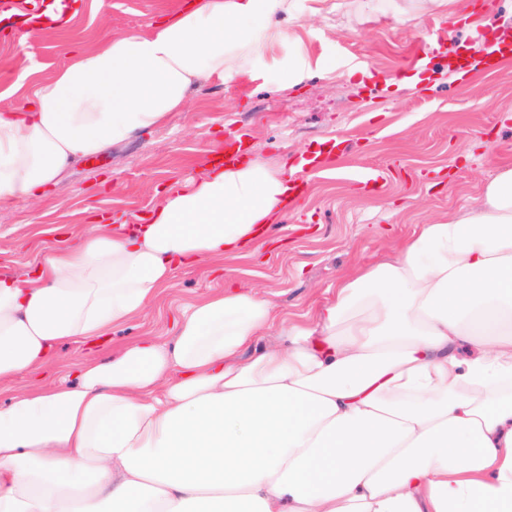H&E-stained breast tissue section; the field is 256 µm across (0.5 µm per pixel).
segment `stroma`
<instances>
[{"mask_svg":"<svg viewBox=\"0 0 512 512\" xmlns=\"http://www.w3.org/2000/svg\"><path fill=\"white\" fill-rule=\"evenodd\" d=\"M104 15L84 10L69 32H46L17 45L0 31V110L13 106L5 90L27 77L24 92L67 61L71 44L97 42L115 31L143 30L186 0H105ZM311 14L300 0L283 20L289 43L260 61L253 78L199 87L187 112L137 139L73 164L40 200L0 209V271L24 273L49 250L71 243L82 226L109 215L134 224L150 217L170 185L205 174L214 149L240 134L246 158L310 156L320 143L342 139L346 151L332 171H302L297 203L289 204L262 238L257 254L203 260L178 269L148 310L113 329L96 347L65 342L56 364L0 384V409L15 391L53 385L87 356L105 360L138 339H174V322L187 304L224 287L252 290L287 317L302 320L331 297L340 278L359 267L392 260L423 224L474 203L500 164H512V64L459 77L448 49L480 53L491 31L512 30V0H465L467 16L419 11L399 17L391 0H328ZM437 46L426 57L416 88L371 93L361 71L400 77L412 73L413 47ZM312 64L298 87H288L289 48ZM376 170L379 182L364 181Z\"/></svg>","mask_w":512,"mask_h":512,"instance_id":"1","label":"stroma"}]
</instances>
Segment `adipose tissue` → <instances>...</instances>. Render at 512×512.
<instances>
[{"mask_svg": "<svg viewBox=\"0 0 512 512\" xmlns=\"http://www.w3.org/2000/svg\"><path fill=\"white\" fill-rule=\"evenodd\" d=\"M297 0H190L121 31L0 111V206L248 72ZM300 165L255 158L165 194L150 223L87 224L35 274H0V382L64 341L109 340L176 270L259 251ZM282 344L246 356L273 325ZM0 512H512V165L421 225L304 322L228 289L0 409Z\"/></svg>", "mask_w": 512, "mask_h": 512, "instance_id": "ef3b65f1", "label": "adipose tissue"}]
</instances>
